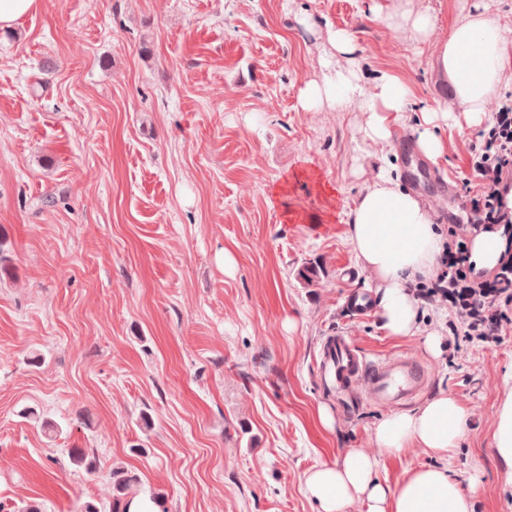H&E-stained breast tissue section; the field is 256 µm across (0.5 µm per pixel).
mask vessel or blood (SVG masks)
<instances>
[{
	"label": "vessel or blood",
	"mask_w": 512,
	"mask_h": 512,
	"mask_svg": "<svg viewBox=\"0 0 512 512\" xmlns=\"http://www.w3.org/2000/svg\"><path fill=\"white\" fill-rule=\"evenodd\" d=\"M320 366L333 372L338 389L362 388L366 398L380 406L408 401L425 389L428 372L413 356L402 354L367 359L349 337H326Z\"/></svg>",
	"instance_id": "1"
}]
</instances>
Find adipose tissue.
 Wrapping results in <instances>:
<instances>
[{
	"instance_id": "adipose-tissue-1",
	"label": "adipose tissue",
	"mask_w": 512,
	"mask_h": 512,
	"mask_svg": "<svg viewBox=\"0 0 512 512\" xmlns=\"http://www.w3.org/2000/svg\"><path fill=\"white\" fill-rule=\"evenodd\" d=\"M439 65L450 76L457 96L468 106L470 121H478L485 102L512 89V39L497 16L467 13L456 21L439 51ZM363 89L352 67H339L321 81L299 91L301 105L313 109L329 102L343 106ZM412 87L395 75H384L367 106L364 137L374 145H390L393 125L413 96ZM348 239L365 270L376 280L378 307L384 329L393 336H410L416 329L417 300L411 288L435 276L443 251V234L430 211L411 193L402 191L387 174L366 183L348 212ZM465 410L442 393L412 412H397L379 421L376 443L397 452L417 443L445 456L464 432ZM308 496L319 512H343L352 495L364 496L368 512H471L472 504L459 484L440 467L420 468L397 487L383 484L375 461L363 452L347 451L342 461L321 463L305 479Z\"/></svg>"
}]
</instances>
